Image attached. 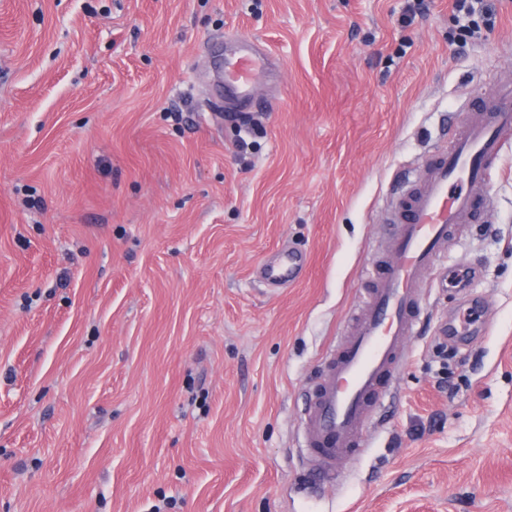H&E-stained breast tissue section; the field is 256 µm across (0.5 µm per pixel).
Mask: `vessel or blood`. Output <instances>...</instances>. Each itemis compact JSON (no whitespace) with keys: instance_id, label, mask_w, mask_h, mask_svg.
<instances>
[{"instance_id":"obj_1","label":"vessel or blood","mask_w":512,"mask_h":512,"mask_svg":"<svg viewBox=\"0 0 512 512\" xmlns=\"http://www.w3.org/2000/svg\"><path fill=\"white\" fill-rule=\"evenodd\" d=\"M225 45L227 99L252 103L267 68L266 52L234 33L226 35ZM511 143L512 80H507L457 126L447 149L426 162L418 180L392 199L386 257L370 273L361 311L339 349L327 355L312 392L305 429L312 459L332 469L361 454L363 424L421 323L427 274L443 257L451 233L490 209L489 181ZM295 271L296 259L288 255L267 264L262 276L284 283Z\"/></svg>"}]
</instances>
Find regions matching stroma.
<instances>
[{
  "label": "stroma",
  "mask_w": 512,
  "mask_h": 512,
  "mask_svg": "<svg viewBox=\"0 0 512 512\" xmlns=\"http://www.w3.org/2000/svg\"><path fill=\"white\" fill-rule=\"evenodd\" d=\"M426 3L0 0V512H512L511 148L363 454L303 448L394 189L512 77V0L463 47ZM230 32L269 52L241 155ZM296 265V258L293 254L288 253V256L267 264L263 268V279L269 283H285L294 276Z\"/></svg>",
  "instance_id": "1"
}]
</instances>
